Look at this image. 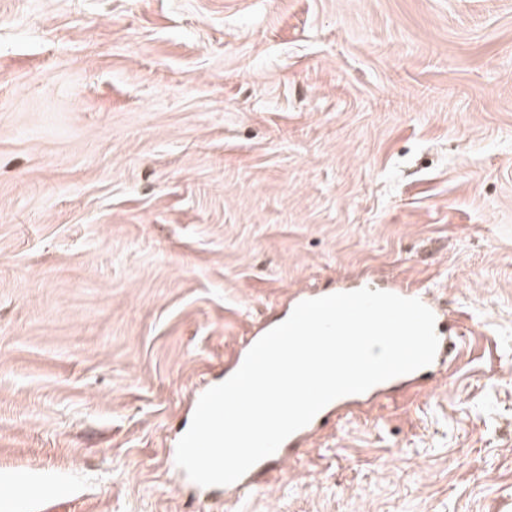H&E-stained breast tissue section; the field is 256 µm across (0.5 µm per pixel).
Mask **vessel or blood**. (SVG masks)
<instances>
[{
    "instance_id": "obj_1",
    "label": "vessel or blood",
    "mask_w": 512,
    "mask_h": 512,
    "mask_svg": "<svg viewBox=\"0 0 512 512\" xmlns=\"http://www.w3.org/2000/svg\"><path fill=\"white\" fill-rule=\"evenodd\" d=\"M386 291L397 294L405 298L419 299L427 306L435 316V329L439 338L436 356L430 366L416 370L414 372L397 376L387 381L376 384L364 393L347 395L335 399L326 405L316 416L317 422L327 423L329 419L336 414L343 413L345 410L358 408L369 409L377 402L387 396L389 393L397 390L424 389L433 384L432 372L434 368L446 364L448 358L459 349V340L457 337L446 334L444 326L445 308L432 299L430 293L418 291L400 282L394 281L386 284ZM283 451H276L273 457L264 458L254 464L239 480L232 483L231 491L240 492L243 490L259 491L262 487V479L269 472L273 460L282 459Z\"/></svg>"
}]
</instances>
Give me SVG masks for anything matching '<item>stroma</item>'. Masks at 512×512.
<instances>
[{
	"instance_id": "1",
	"label": "stroma",
	"mask_w": 512,
	"mask_h": 512,
	"mask_svg": "<svg viewBox=\"0 0 512 512\" xmlns=\"http://www.w3.org/2000/svg\"><path fill=\"white\" fill-rule=\"evenodd\" d=\"M464 336L262 489L170 459L319 288ZM22 512H512V0H0V479Z\"/></svg>"
}]
</instances>
